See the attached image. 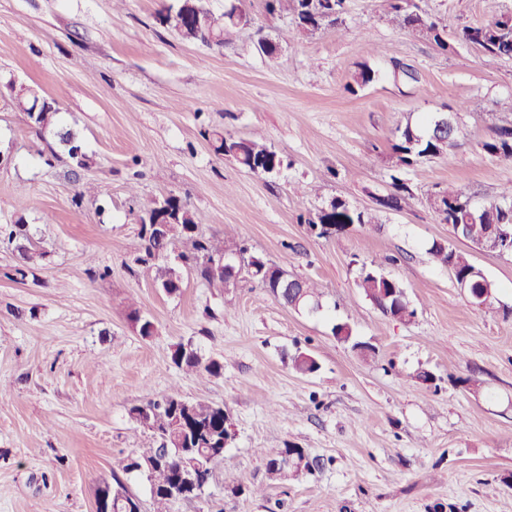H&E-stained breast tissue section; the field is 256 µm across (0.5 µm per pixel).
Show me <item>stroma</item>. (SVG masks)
<instances>
[{"mask_svg":"<svg viewBox=\"0 0 512 512\" xmlns=\"http://www.w3.org/2000/svg\"><path fill=\"white\" fill-rule=\"evenodd\" d=\"M175 2L0 0V224L24 221L43 253L19 280L16 253L0 246V512H95L115 474L153 512L146 478L122 467L153 442L130 409L162 392L223 406L235 433L202 495L170 512H512V255L470 251L498 287L484 309L427 254L462 246L431 191L453 185L481 206L512 182V160L482 148L512 122L495 106L512 96V60L442 51L392 24L386 0H348L346 32L323 28L271 60L257 35L288 19L265 0H245L251 23L224 47L161 26ZM416 2L451 31L512 13V0ZM399 62L417 82L394 80ZM363 64L379 79L347 92ZM13 83L57 102L88 167L36 133L11 103ZM466 101L480 111H459ZM446 107L459 111L455 158L410 169L401 210L324 237L298 223L337 197L373 207L397 126ZM215 129L264 136L285 158L280 175L267 183L216 155ZM87 183L93 196L80 194ZM165 194L189 204L204 235L315 281L321 310L284 307L244 275L220 288L185 267L180 294L154 288L134 262L136 217ZM373 260L404 288L410 320L358 288ZM133 308L152 336L136 331ZM337 324L375 357L338 341ZM187 342L223 362L221 375L177 368L171 354ZM299 351L316 372L293 371ZM287 445L320 467L272 478L265 451Z\"/></svg>","mask_w":512,"mask_h":512,"instance_id":"stroma-1","label":"stroma"}]
</instances>
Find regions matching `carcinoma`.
I'll list each match as a JSON object with an SVG mask.
<instances>
[{
	"label": "carcinoma",
	"instance_id": "1",
	"mask_svg": "<svg viewBox=\"0 0 512 512\" xmlns=\"http://www.w3.org/2000/svg\"><path fill=\"white\" fill-rule=\"evenodd\" d=\"M392 21L411 35L433 43L437 48L446 51L451 44L474 46L479 48L490 60L512 59V15H503L497 20L479 26H463L448 37L445 27L430 16L420 11L415 0H387ZM266 8L271 13H285L290 17L286 30L271 37L257 31V46L260 52L269 59L276 57L283 46H291L303 40L322 27H334L339 31L346 29V0H266ZM197 27L185 37L187 41L206 45L225 46L232 43L239 24L224 21V15L216 14L202 8L197 19ZM378 77L377 71L368 65L361 66L353 75V82L348 90L356 92ZM36 90L13 94V102L17 110L23 112L29 124L43 134H51L58 144L66 150L68 157H73L77 147L76 133L61 123L57 107L51 106L41 112L30 110V101ZM447 112H435L421 121L408 120L397 127L395 141L391 145L392 173L390 188L382 196L376 198V207L370 211H352L342 199L331 201L332 211L325 216L330 224L343 227L350 224H376L378 214L389 210H400L413 196V192L404 173L411 167L435 158L451 160L458 148V136L443 135L437 137L432 129L438 122L451 119ZM230 141L236 148L234 161L254 176L270 181L272 177L267 171L273 166L283 167L284 159L278 151L269 150L268 144L260 135L250 138H235L221 131L214 130L210 142L216 154H224V142ZM483 150L494 157L512 160V125L497 126L482 144ZM182 205L180 223L169 224L166 229L152 228L154 221L160 216L157 200H152L141 209L137 216L139 231L138 255L135 262L153 271L156 287L168 295L181 291L182 280L173 266L157 261L156 253L165 248L178 250L179 262L189 268L197 278L212 284L231 285L225 275H216L211 266L212 259L222 256L230 250V243L216 236L206 237L200 230L201 219L187 202L173 196ZM429 206L437 220L451 226L456 235L471 240H484L490 246L500 247L505 253L512 248L505 243V238L498 236L500 226H512V183L504 187L499 198L483 207L473 206L470 199L453 187L434 191L429 197ZM15 248L22 259L16 268V274L26 278L27 273L35 265L38 253V242L26 232L24 225L17 222L5 227L0 226V245ZM246 254L243 271L260 287L266 289L282 304L292 309H303L319 303L320 290L315 284L304 281L305 295H284L279 287L278 273L275 268L262 258L247 254V248H241ZM430 260L439 267L453 270L456 276H466L475 283V287L489 289L491 300H497L496 286L483 272L473 265L465 253L449 248L443 244H434L428 250ZM358 287L363 290L371 302L384 314L401 321L414 316L402 286L390 280L381 271V265L372 261L362 264ZM333 334L343 342L352 343V348L366 350V355H376L373 346L352 340L351 330L346 325L337 324ZM172 362L180 369L196 373L218 376L223 370L220 361L203 360L192 343L176 345L171 355ZM291 367L301 375H309L318 369L314 359L303 357L298 353L290 358ZM182 398L174 393H161L143 405L130 409V417L135 419L142 412L151 416L148 430L155 438V446L143 448L139 454L124 466V471H139L146 479H151L149 466L164 467L174 472L183 460L182 448H195L198 460H204L207 449L214 447L224 437V408L211 403L194 401L189 407L181 405ZM290 457L291 468L295 472L312 467V462L304 451L291 454L288 448H271L266 454L267 461H277ZM112 512H128V504L133 495L127 493L124 483L117 475H112ZM150 495L155 504L154 512H168L167 505L179 496L174 486L157 485L150 487Z\"/></svg>",
	"mask_w": 512,
	"mask_h": 512
}]
</instances>
